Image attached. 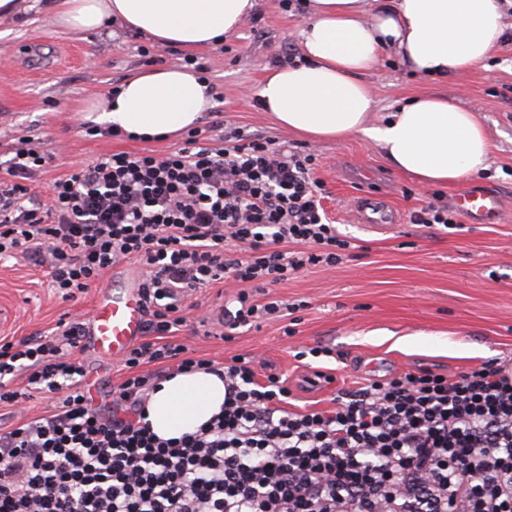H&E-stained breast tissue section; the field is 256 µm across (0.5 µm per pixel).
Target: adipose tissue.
Returning a JSON list of instances; mask_svg holds the SVG:
<instances>
[{"label": "adipose tissue", "mask_w": 512, "mask_h": 512, "mask_svg": "<svg viewBox=\"0 0 512 512\" xmlns=\"http://www.w3.org/2000/svg\"><path fill=\"white\" fill-rule=\"evenodd\" d=\"M257 7L258 0H54L53 17L68 32L114 24L163 46L198 49L222 45ZM505 31L501 0H311L301 30L303 61L269 69L257 95L283 130L312 141L360 134L420 185L458 182L488 166L490 143L477 116L435 95L375 117L364 77L389 50L428 78L461 79L493 55ZM211 105L208 81L170 66L128 76L87 105L84 118L153 139L193 128ZM223 406V377L182 373L151 394L146 421L156 436L179 438Z\"/></svg>", "instance_id": "obj_1"}]
</instances>
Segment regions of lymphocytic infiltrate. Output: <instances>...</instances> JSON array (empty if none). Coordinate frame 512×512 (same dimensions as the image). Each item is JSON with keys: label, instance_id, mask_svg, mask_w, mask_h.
I'll list each match as a JSON object with an SVG mask.
<instances>
[{"label": "lymphocytic infiltrate", "instance_id": "obj_1", "mask_svg": "<svg viewBox=\"0 0 512 512\" xmlns=\"http://www.w3.org/2000/svg\"><path fill=\"white\" fill-rule=\"evenodd\" d=\"M46 158L17 149L0 180V259L46 268L63 297L121 260L144 267L145 341L111 412L91 407L68 360L85 327L0 344L8 378L59 395L49 414L0 431V512H512V365L453 376L426 369L340 389L334 406L295 410L279 375L249 362L224 368V410L197 432L162 439L145 424L156 381L208 359L174 337L185 298L219 282L268 288L309 266H332L352 244L321 204L315 157L259 134L224 145L188 133L163 155L119 152L56 180L49 201L29 181ZM234 308L200 324L245 326L283 312L238 291ZM152 373L137 374L138 366Z\"/></svg>", "mask_w": 512, "mask_h": 512}]
</instances>
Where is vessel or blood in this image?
Segmentation results:
<instances>
[{
  "label": "vessel or blood",
  "mask_w": 512,
  "mask_h": 512,
  "mask_svg": "<svg viewBox=\"0 0 512 512\" xmlns=\"http://www.w3.org/2000/svg\"><path fill=\"white\" fill-rule=\"evenodd\" d=\"M455 205L470 224L497 223L503 210L499 195L485 189L467 187L457 193ZM371 214L365 223L371 230H386L397 222L398 213L387 200H367ZM143 314L137 282L98 296L87 330L81 340L83 347L112 359H122L142 335Z\"/></svg>",
  "instance_id": "vessel-or-blood-1"
}]
</instances>
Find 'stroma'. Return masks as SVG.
<instances>
[{
	"mask_svg": "<svg viewBox=\"0 0 512 512\" xmlns=\"http://www.w3.org/2000/svg\"><path fill=\"white\" fill-rule=\"evenodd\" d=\"M21 4L20 17L0 19V162L21 147L49 154L34 182L44 192L100 155H162L182 146L179 138L141 142L91 134L80 109L134 72L182 64L184 50L116 26L64 32L52 22L51 0ZM307 12V0H260L223 47L194 56L214 90L213 112L223 113L228 125L315 155L322 204L355 248L336 265L308 267L270 288V299L294 304L292 315L223 336L206 335L198 318L218 310L236 288L218 283L200 289L182 307L185 324L177 341L189 356L220 366L244 356L253 359L259 376L285 374L289 401L299 407L327 406L344 383L364 378L417 368L451 376L485 362L512 363V39L461 81L412 74L393 57L366 77L378 114L418 95L445 96L475 112L490 138L488 168L464 184L496 191L505 205L503 220L428 229L412 224L411 212L431 202L451 204L464 184L419 186L362 137L312 142L275 127L263 112L257 87L267 68L300 59ZM371 192L401 216L389 232L368 231L361 222L357 208ZM111 283V274H104L86 292L64 299L49 287L43 269L23 256L0 262V340L47 335L60 321L88 317ZM317 346L331 349V356L298 362V351ZM72 357L96 373L97 406L111 410L127 376L122 362L107 367L79 348ZM318 371L326 381L315 382Z\"/></svg>",
	"mask_w": 512,
	"mask_h": 512,
	"instance_id": "1",
	"label": "stroma"
}]
</instances>
